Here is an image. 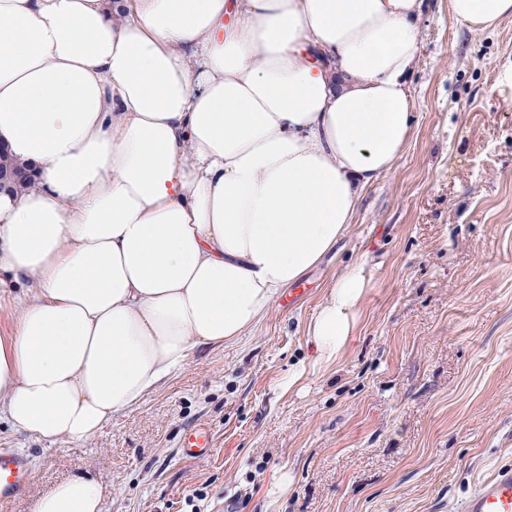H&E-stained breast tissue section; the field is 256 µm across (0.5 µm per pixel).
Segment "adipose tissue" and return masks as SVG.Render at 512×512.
<instances>
[{"label": "adipose tissue", "mask_w": 512, "mask_h": 512, "mask_svg": "<svg viewBox=\"0 0 512 512\" xmlns=\"http://www.w3.org/2000/svg\"><path fill=\"white\" fill-rule=\"evenodd\" d=\"M424 0H0V419L81 445L183 368L247 335L333 252L414 128ZM497 28L512 0H448ZM367 286L308 326L335 363ZM79 475L34 512H102Z\"/></svg>", "instance_id": "ef3b65f1"}]
</instances>
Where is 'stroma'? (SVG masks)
<instances>
[{"mask_svg":"<svg viewBox=\"0 0 512 512\" xmlns=\"http://www.w3.org/2000/svg\"><path fill=\"white\" fill-rule=\"evenodd\" d=\"M418 25L411 139L335 251L85 444L0 423V448L34 463L0 512L75 475L103 486V512H461L512 465V19L473 31L426 0ZM357 264L369 283L343 352L310 370L307 326ZM199 423L214 449L189 459Z\"/></svg>","mask_w":512,"mask_h":512,"instance_id":"35a3bbf8","label":"stroma"}]
</instances>
